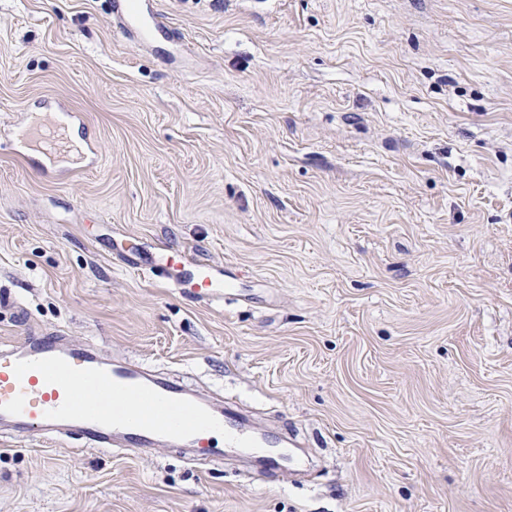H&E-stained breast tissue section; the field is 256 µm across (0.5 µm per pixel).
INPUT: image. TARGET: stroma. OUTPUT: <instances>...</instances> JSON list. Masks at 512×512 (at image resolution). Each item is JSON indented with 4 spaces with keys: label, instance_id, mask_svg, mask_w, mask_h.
<instances>
[{
    "label": "stroma",
    "instance_id": "1",
    "mask_svg": "<svg viewBox=\"0 0 512 512\" xmlns=\"http://www.w3.org/2000/svg\"><path fill=\"white\" fill-rule=\"evenodd\" d=\"M112 2L0 0V349L168 372L306 471L5 435L0 512H512V0H145L141 43ZM178 288H189V292L196 298H207L208 301L231 300L228 296L229 289L224 290V274L221 270L212 266H199L194 276L185 284L179 280L175 281Z\"/></svg>",
    "mask_w": 512,
    "mask_h": 512
}]
</instances>
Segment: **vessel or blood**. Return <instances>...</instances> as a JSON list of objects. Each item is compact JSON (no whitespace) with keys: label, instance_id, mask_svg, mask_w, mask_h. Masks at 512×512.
Here are the masks:
<instances>
[{"label":"vessel or blood","instance_id":"1","mask_svg":"<svg viewBox=\"0 0 512 512\" xmlns=\"http://www.w3.org/2000/svg\"><path fill=\"white\" fill-rule=\"evenodd\" d=\"M143 0H113L112 22L143 36ZM190 293L208 301L225 296L224 275L201 266L188 281ZM90 397H83V390ZM0 430L74 437L86 448H119L140 454L159 445L192 449L203 464L218 454L213 431L228 444L256 445L243 420L223 404L202 399L180 382L152 374L142 365L108 362L91 346L57 333L30 330L24 341L0 352Z\"/></svg>","mask_w":512,"mask_h":512}]
</instances>
